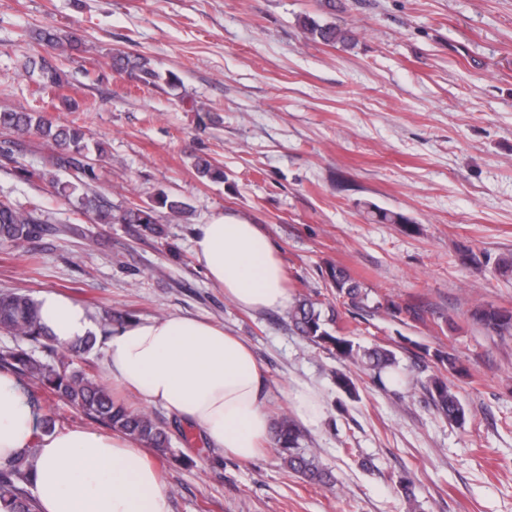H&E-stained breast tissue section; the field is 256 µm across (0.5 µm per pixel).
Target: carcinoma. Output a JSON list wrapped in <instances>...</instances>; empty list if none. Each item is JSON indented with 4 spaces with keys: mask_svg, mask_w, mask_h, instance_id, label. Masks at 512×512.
I'll list each match as a JSON object with an SVG mask.
<instances>
[{
    "mask_svg": "<svg viewBox=\"0 0 512 512\" xmlns=\"http://www.w3.org/2000/svg\"><path fill=\"white\" fill-rule=\"evenodd\" d=\"M312 36L325 44L347 42L351 35L331 25H319L313 21L305 24ZM28 70H39L43 84L59 88L64 80L58 69L41 58L25 63ZM112 68L127 74L145 87L156 86L161 73L143 55L115 52ZM167 83L173 84L178 77L170 72ZM0 130L13 135H35L46 144L64 151L56 158L57 164L75 166L76 156L85 149L86 132L74 121L61 122L48 118L40 112L24 109H0ZM199 178L209 181L224 180V170L206 158L194 164ZM77 185L64 184L59 193L69 199L77 196V209L82 214L91 213L100 221L110 223L116 219L123 224H137L153 235L163 234L160 225V210L167 211L172 221L180 219L188 205L176 196L161 191L152 203L142 206L130 204L119 217L103 209L98 197L88 191L76 194ZM375 221L382 224H402L410 232L416 230L403 214L391 210H377ZM42 209L37 202L19 208L9 201L0 200V241L20 246L40 236L43 231ZM330 287L334 288L336 300L346 309L364 311L385 310L393 315L410 312L390 297H384L369 305L368 286L351 276L341 267H330L327 271ZM324 302L310 294L298 295L288 307L289 322L300 335L313 345L336 357L340 367L334 371L336 387L350 398L357 396V386L352 369L370 376L380 388L386 387L393 369L398 363L397 353L387 345L363 348L353 339L340 332V312L329 306V315H324ZM471 319L486 331L503 335L512 332V310L494 306H478L471 312ZM129 320L121 311L105 313L100 319V330L105 336L112 329ZM0 332L15 338V345L0 350V370L14 374L18 380L35 381L45 392L71 408L83 413L92 421L120 432L134 441L153 449L161 456H176L172 439L154 415L146 410H132L116 400L112 390L95 374L88 356L95 349L97 337L89 336L80 343L62 347L41 323L37 301L19 289L0 292ZM437 362L448 372L463 376L467 369L459 357L440 350L434 353ZM425 391L435 411L446 420L463 424L469 412L458 392L448 384V379L434 376L429 379ZM304 431L295 420L283 416L275 422V441L278 451L292 473L299 474L312 484L327 485L331 476L319 466L314 453L301 447ZM35 449L29 448L10 462L0 465V512H36L38 505L32 471L35 466Z\"/></svg>",
    "mask_w": 512,
    "mask_h": 512,
    "instance_id": "cac0c4a2",
    "label": "carcinoma"
}]
</instances>
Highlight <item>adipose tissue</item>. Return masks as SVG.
Segmentation results:
<instances>
[{"label":"adipose tissue","instance_id":"ef3b65f1","mask_svg":"<svg viewBox=\"0 0 512 512\" xmlns=\"http://www.w3.org/2000/svg\"><path fill=\"white\" fill-rule=\"evenodd\" d=\"M194 252L210 281L239 307H288L282 262L257 225L215 216L202 225ZM37 302L42 323L60 343L93 333V313L83 304L54 291L42 292ZM102 348L112 383L162 406L210 447L247 463L270 444L264 370L242 337L171 314L130 321ZM28 448L37 454L40 512H173L159 467L143 448L122 434L83 426L42 432L22 383L0 372V464Z\"/></svg>","mask_w":512,"mask_h":512}]
</instances>
